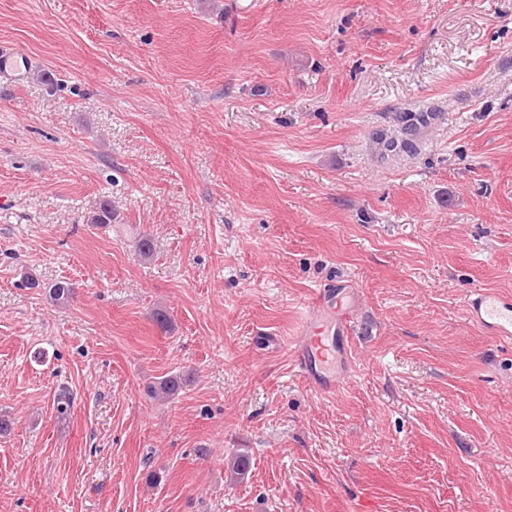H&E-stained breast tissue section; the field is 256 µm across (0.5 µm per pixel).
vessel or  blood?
Listing matches in <instances>:
<instances>
[{"label":"vessel or blood","mask_w":512,"mask_h":512,"mask_svg":"<svg viewBox=\"0 0 512 512\" xmlns=\"http://www.w3.org/2000/svg\"><path fill=\"white\" fill-rule=\"evenodd\" d=\"M27 71L15 49L0 48L1 79L19 82ZM355 307V294L330 287L318 289L306 310L292 353L299 372L320 393H335L349 377L345 340ZM464 313L487 335L512 343V298L477 289L466 299Z\"/></svg>","instance_id":"obj_1"}]
</instances>
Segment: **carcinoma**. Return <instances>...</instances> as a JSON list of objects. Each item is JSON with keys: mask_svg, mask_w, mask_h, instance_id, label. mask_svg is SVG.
<instances>
[{"mask_svg": "<svg viewBox=\"0 0 512 512\" xmlns=\"http://www.w3.org/2000/svg\"><path fill=\"white\" fill-rule=\"evenodd\" d=\"M383 119L384 124L370 134L371 152L380 163L402 155H419L428 135L445 123L446 115L436 107L409 105L383 113ZM180 388L179 377L167 376L150 385L148 393L152 397L171 398ZM228 469L233 478L245 477L249 471V458L241 452L235 454Z\"/></svg>", "mask_w": 512, "mask_h": 512, "instance_id": "carcinoma-1", "label": "carcinoma"}]
</instances>
